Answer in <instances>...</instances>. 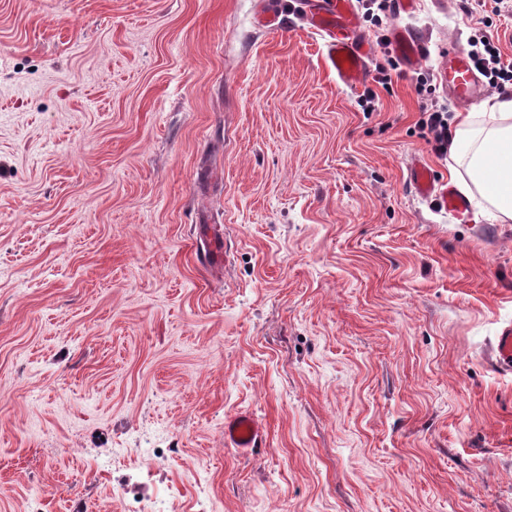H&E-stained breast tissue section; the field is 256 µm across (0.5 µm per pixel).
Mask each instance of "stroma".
Listing matches in <instances>:
<instances>
[{"mask_svg":"<svg viewBox=\"0 0 512 512\" xmlns=\"http://www.w3.org/2000/svg\"><path fill=\"white\" fill-rule=\"evenodd\" d=\"M256 8L0 0V512H512V223L408 181L437 53L349 88ZM494 368L499 372H512V324L502 327L496 339ZM264 431L248 413L241 412L224 421V443L248 455L254 448H260Z\"/></svg>","mask_w":512,"mask_h":512,"instance_id":"obj_1","label":"stroma"}]
</instances>
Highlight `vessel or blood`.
<instances>
[{
    "instance_id": "vessel-or-blood-1",
    "label": "vessel or blood",
    "mask_w": 512,
    "mask_h": 512,
    "mask_svg": "<svg viewBox=\"0 0 512 512\" xmlns=\"http://www.w3.org/2000/svg\"><path fill=\"white\" fill-rule=\"evenodd\" d=\"M298 15L308 28L323 39L322 59L337 80L350 87L363 81L373 48L361 29L353 0H298ZM393 42L408 64H416L429 51L419 34L409 28L397 29ZM438 81L457 102L472 104L482 96V82L470 56L456 44L442 46ZM409 183L415 192L431 199L436 208L464 216L470 210L468 199L458 194L445 181L435 180L431 169L422 162H413ZM494 367L512 372V324L502 327L496 339ZM264 431L248 413H239L224 422V442L247 455L263 443Z\"/></svg>"
}]
</instances>
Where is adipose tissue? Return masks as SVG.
I'll list each match as a JSON object with an SVG mask.
<instances>
[{
    "label": "adipose tissue",
    "instance_id": "obj_1",
    "mask_svg": "<svg viewBox=\"0 0 512 512\" xmlns=\"http://www.w3.org/2000/svg\"><path fill=\"white\" fill-rule=\"evenodd\" d=\"M450 153L458 190L475 200L481 214L512 223V98L494 97L488 110L468 113Z\"/></svg>",
    "mask_w": 512,
    "mask_h": 512
}]
</instances>
